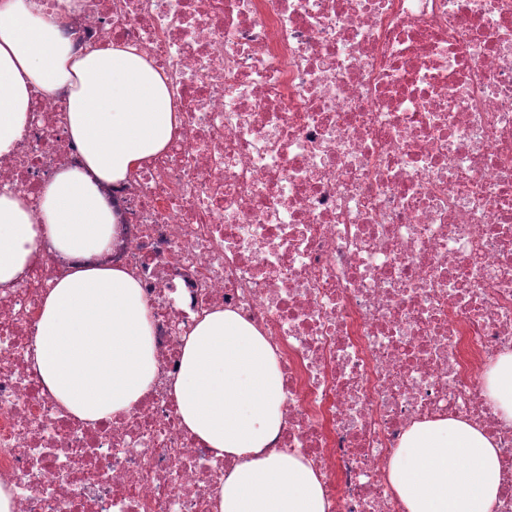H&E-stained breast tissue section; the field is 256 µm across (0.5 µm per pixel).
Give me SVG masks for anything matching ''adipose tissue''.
<instances>
[{
  "label": "adipose tissue",
  "mask_w": 512,
  "mask_h": 512,
  "mask_svg": "<svg viewBox=\"0 0 512 512\" xmlns=\"http://www.w3.org/2000/svg\"><path fill=\"white\" fill-rule=\"evenodd\" d=\"M68 91L69 134L84 166L59 170L39 200L0 191V283L28 266L39 206L53 250L102 251L115 233L99 182L126 179L166 148L177 118L162 75L135 47L74 55L21 0H0V155L31 119V95ZM39 376L75 417L127 411L156 381L151 327L138 283L119 268L81 267L46 295L34 352ZM490 398L512 424V352L486 374ZM188 430L217 455L238 458L218 491V512H326L319 479L300 458L269 452L283 401L276 354L253 325L218 310L186 338L173 385ZM407 512H494L498 450L460 420L415 424L389 463Z\"/></svg>",
  "instance_id": "adipose-tissue-1"
}]
</instances>
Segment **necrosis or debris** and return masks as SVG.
<instances>
[{"label": "necrosis or debris", "mask_w": 512, "mask_h": 512, "mask_svg": "<svg viewBox=\"0 0 512 512\" xmlns=\"http://www.w3.org/2000/svg\"><path fill=\"white\" fill-rule=\"evenodd\" d=\"M74 54L127 45L166 80L177 125L125 181L117 232L86 257L36 240L0 286V485L12 512H217L235 458L182 423L184 342L232 310L273 346L270 451L319 476L326 512H406L388 465L417 422L457 419L499 451L512 425L485 373L512 351V0H39ZM67 91L32 95L0 190L39 197L84 165ZM125 270L156 382L94 422L34 365L45 295L75 266Z\"/></svg>", "instance_id": "obj_1"}]
</instances>
